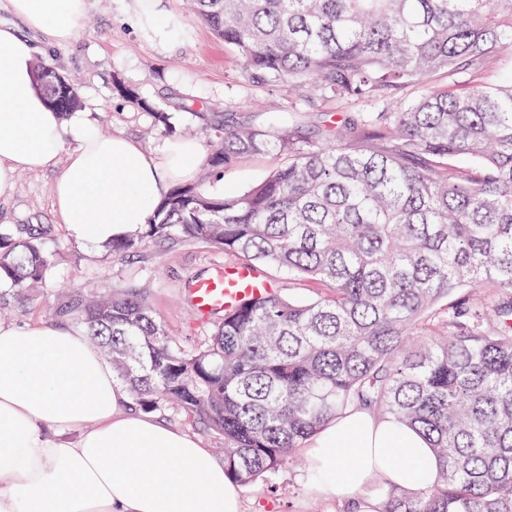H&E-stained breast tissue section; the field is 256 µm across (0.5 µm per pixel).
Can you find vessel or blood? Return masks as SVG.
Returning a JSON list of instances; mask_svg holds the SVG:
<instances>
[{
  "label": "vessel or blood",
  "mask_w": 512,
  "mask_h": 512,
  "mask_svg": "<svg viewBox=\"0 0 512 512\" xmlns=\"http://www.w3.org/2000/svg\"><path fill=\"white\" fill-rule=\"evenodd\" d=\"M269 291V284L251 269L222 265L192 284L189 302L196 316L206 318L233 308L242 297Z\"/></svg>",
  "instance_id": "vessel-or-blood-1"
}]
</instances>
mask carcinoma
I'll list each match as a JSON object with an SVG mask.
<instances>
[{"label":"carcinoma","instance_id":"1","mask_svg":"<svg viewBox=\"0 0 512 512\" xmlns=\"http://www.w3.org/2000/svg\"><path fill=\"white\" fill-rule=\"evenodd\" d=\"M253 79L299 101H358L317 139L301 110L209 124L208 162L277 154L243 192L177 185L148 224L112 242L207 243L327 292L272 291L186 349L136 287L73 289L55 313L86 329L136 407L172 404L224 439L225 474H275L350 408L421 433L440 481L409 497L375 484L378 512H512V77L456 76L512 55V0H191ZM443 75L448 83L434 85ZM37 82L59 112L82 104L52 65ZM415 88L412 99L390 96ZM42 232L0 229V309L44 287Z\"/></svg>","mask_w":512,"mask_h":512}]
</instances>
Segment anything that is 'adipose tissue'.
Listing matches in <instances>:
<instances>
[{"label": "adipose tissue", "mask_w": 512, "mask_h": 512, "mask_svg": "<svg viewBox=\"0 0 512 512\" xmlns=\"http://www.w3.org/2000/svg\"><path fill=\"white\" fill-rule=\"evenodd\" d=\"M7 6L62 44L82 28L88 0ZM35 54L0 28V197L19 172H53L54 210L70 237L110 243L146 224L173 181L193 178L200 146L175 140L150 155L130 137L102 133L90 118L95 104L59 115L37 85ZM397 450L409 464L395 460ZM305 456L318 493L357 512H376L373 478L410 496L438 478L418 432L366 410L347 411L308 439ZM0 465L11 478L0 512H241L240 489L210 449L134 411L84 331L57 322L0 321Z\"/></svg>", "instance_id": "adipose-tissue-1"}]
</instances>
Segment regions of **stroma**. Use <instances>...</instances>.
Returning a JSON list of instances; mask_svg holds the SVG:
<instances>
[{"instance_id": "obj_1", "label": "stroma", "mask_w": 512, "mask_h": 512, "mask_svg": "<svg viewBox=\"0 0 512 512\" xmlns=\"http://www.w3.org/2000/svg\"><path fill=\"white\" fill-rule=\"evenodd\" d=\"M164 7L172 18L173 34L163 46L137 26L138 0H89L83 27L64 44H47L42 34L3 6L0 24L34 42L40 59L77 79L82 99L100 105L93 118L102 133H124L151 154L175 138L207 144L201 120L186 108L193 100L204 102L208 111L240 117L254 112L269 119L287 115L292 103L287 83L244 76L235 49L217 39L188 10L185 0H164ZM119 83L136 89L139 100L119 95L115 89ZM153 106L170 113L171 130L153 128L149 113ZM279 161V156L267 154L213 168L203 155L191 184L207 192L241 191L265 179ZM53 178L50 172L20 173L13 194L0 197V224L44 227V247L53 257L47 288L26 309L14 313V320H55L56 295L63 289L98 295L143 286L147 303L168 336L187 348L201 345L212 323L197 320L188 301L189 284L211 274L216 264L228 263V256L203 243L149 242L140 252L118 260L111 248L75 242L55 217ZM240 495L243 512H336L335 503L316 493L302 454L285 464L271 485L244 486Z\"/></svg>"}]
</instances>
